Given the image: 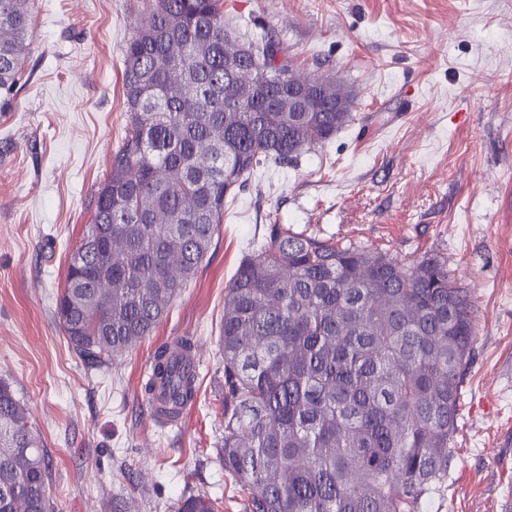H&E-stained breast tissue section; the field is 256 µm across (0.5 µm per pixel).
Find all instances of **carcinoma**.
<instances>
[{
    "label": "carcinoma",
    "mask_w": 512,
    "mask_h": 512,
    "mask_svg": "<svg viewBox=\"0 0 512 512\" xmlns=\"http://www.w3.org/2000/svg\"><path fill=\"white\" fill-rule=\"evenodd\" d=\"M122 49L129 125L71 253L57 316L88 365L152 335L206 258L224 208L262 165L294 167L353 120L355 97L312 88L273 36L232 45L221 0H147ZM29 0H0V102L17 95ZM305 92L307 112L288 111ZM467 292L447 261L402 262L274 224L225 287L224 470L244 512H423L448 486L465 367ZM183 336L144 386L176 411L197 395ZM28 411L0 379V512H53ZM171 512H222L181 495Z\"/></svg>",
    "instance_id": "cac0c4a2"
}]
</instances>
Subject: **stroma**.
I'll list each match as a JSON object with an SVG mask.
<instances>
[{
	"mask_svg": "<svg viewBox=\"0 0 512 512\" xmlns=\"http://www.w3.org/2000/svg\"><path fill=\"white\" fill-rule=\"evenodd\" d=\"M300 73L335 77L353 120L298 166L261 167L151 336L114 364L75 354L56 314L67 259L129 123L121 49L144 0H30L25 84L0 107V378L26 405L55 512H169L185 489L244 512L218 455L219 323L242 257L282 224L338 245L448 262L473 309L448 486L431 512H512V0H223ZM191 337L199 393L154 424L156 350Z\"/></svg>",
	"mask_w": 512,
	"mask_h": 512,
	"instance_id": "1",
	"label": "stroma"
}]
</instances>
